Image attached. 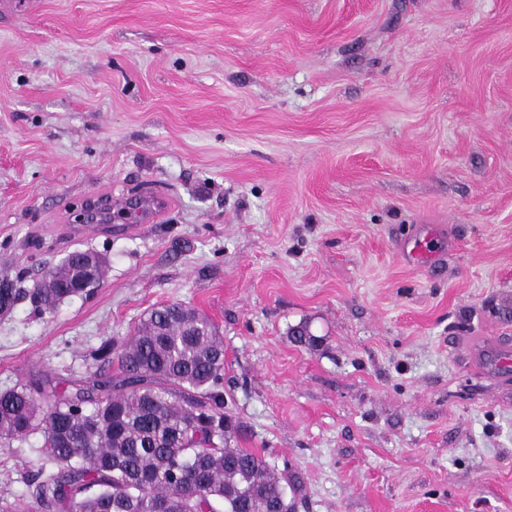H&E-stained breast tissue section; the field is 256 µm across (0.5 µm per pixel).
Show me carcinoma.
I'll return each mask as SVG.
<instances>
[{
  "instance_id": "1",
  "label": "carcinoma",
  "mask_w": 512,
  "mask_h": 512,
  "mask_svg": "<svg viewBox=\"0 0 512 512\" xmlns=\"http://www.w3.org/2000/svg\"><path fill=\"white\" fill-rule=\"evenodd\" d=\"M30 301L51 311L89 292L67 288L70 265ZM23 296L9 281L0 313ZM120 369L66 378L34 375L0 390V439L38 433L45 466L37 496L52 512H295L302 482L276 474L258 454L227 445L224 341L196 310H151L122 344L97 358Z\"/></svg>"
}]
</instances>
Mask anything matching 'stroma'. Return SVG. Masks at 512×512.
<instances>
[{
    "label": "stroma",
    "instance_id": "35a3bbf8",
    "mask_svg": "<svg viewBox=\"0 0 512 512\" xmlns=\"http://www.w3.org/2000/svg\"><path fill=\"white\" fill-rule=\"evenodd\" d=\"M0 13V281L77 250L90 295L0 313V389L151 309L224 340L230 445L295 512H512V0H15ZM167 192L158 218L126 208ZM112 230L74 232L94 196ZM307 326L314 344L292 332ZM40 435L0 512H44Z\"/></svg>",
    "mask_w": 512,
    "mask_h": 512
}]
</instances>
